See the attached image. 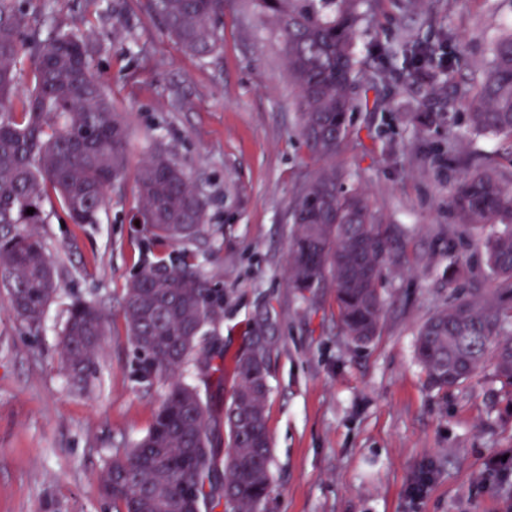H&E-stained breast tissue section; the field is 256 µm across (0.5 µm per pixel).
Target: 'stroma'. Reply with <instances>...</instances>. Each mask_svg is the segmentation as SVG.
<instances>
[{"mask_svg": "<svg viewBox=\"0 0 512 512\" xmlns=\"http://www.w3.org/2000/svg\"><path fill=\"white\" fill-rule=\"evenodd\" d=\"M41 34L85 38L93 73L130 131L128 168L96 224H70L49 198L38 230L61 288L38 332L0 307V512H115L98 477L150 428L167 390L145 388L123 320L124 289L154 256L130 219L133 172L172 151L209 201L204 234L184 243L224 289L214 338L224 368L248 328L269 316L278 348L267 423L272 491L265 512H512V404L492 368L455 388H429L416 333L460 295L490 286L448 198L473 165L512 177V140L478 137L466 104L445 109L417 84L404 44L452 34L460 87L489 61L488 39L512 24V0H378L359 38L360 105L336 157L393 229L396 260L380 282L379 330L353 343L332 286L290 288L293 206L317 168L303 143L284 45L254 0H225L222 42L196 56L170 38L147 0H26ZM111 316L86 388L59 366L75 299ZM428 484L414 493L418 476Z\"/></svg>", "mask_w": 512, "mask_h": 512, "instance_id": "obj_1", "label": "stroma"}]
</instances>
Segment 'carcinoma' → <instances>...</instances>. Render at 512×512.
I'll use <instances>...</instances> for the list:
<instances>
[{"mask_svg": "<svg viewBox=\"0 0 512 512\" xmlns=\"http://www.w3.org/2000/svg\"><path fill=\"white\" fill-rule=\"evenodd\" d=\"M363 0H257L279 31L288 72L298 88L300 132L325 161L299 191L289 282L331 283L341 326L354 343L377 334L383 313L378 288L392 260L391 226L379 223L366 194L343 186L336 154L356 107L352 85ZM166 32L199 56L221 41L215 22L224 0H151ZM491 58L473 90L455 82V67L429 43L412 49L414 80L441 93L448 107L466 98L470 128L512 138V33L494 36ZM29 71L30 85L19 81ZM129 133L92 73L83 37L59 30L42 39L28 25L21 0H0V290L29 330L40 329L60 288L47 247L36 232L54 192L73 224H97L113 182L124 179ZM143 232L153 246L198 238L208 201L167 150L142 160L135 174ZM449 206L482 232L492 295L457 298L427 320L416 355L428 385L439 391L466 383L492 362L501 392L512 399V184L484 169L467 174ZM34 209L29 215L26 210ZM123 318L138 360L139 380H170L147 433L112 458L99 481L116 512H201L219 491L224 512H264L271 492V439L266 400L277 339L264 319L233 366V395L224 407L225 452L215 445L214 418L199 390L180 380L194 364L224 378V352L207 348L224 319V289L201 272L195 254L155 256L128 283ZM110 318L77 299L62 329L60 366L76 385L96 369Z\"/></svg>", "mask_w": 512, "mask_h": 512, "instance_id": "cac0c4a2", "label": "carcinoma"}]
</instances>
